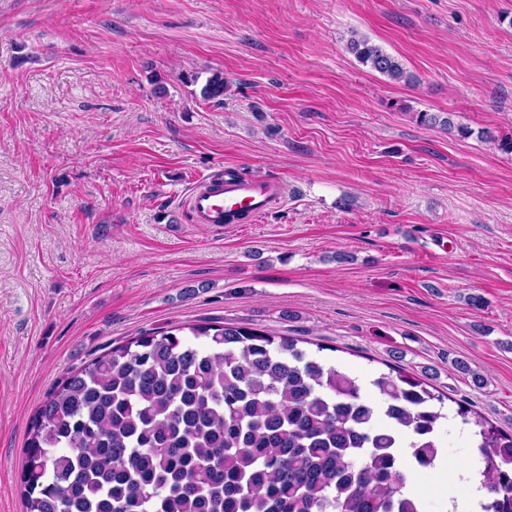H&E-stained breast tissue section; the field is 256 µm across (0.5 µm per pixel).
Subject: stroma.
Instances as JSON below:
<instances>
[{
  "instance_id": "1",
  "label": "stroma",
  "mask_w": 512,
  "mask_h": 512,
  "mask_svg": "<svg viewBox=\"0 0 512 512\" xmlns=\"http://www.w3.org/2000/svg\"><path fill=\"white\" fill-rule=\"evenodd\" d=\"M354 31L412 82L357 63ZM510 136L512 0H0V512L58 382L204 321L328 346L373 402L400 366L512 432ZM227 167L286 201L191 223L190 188ZM407 490L448 512L468 488Z\"/></svg>"
}]
</instances>
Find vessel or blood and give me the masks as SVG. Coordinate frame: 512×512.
<instances>
[{"mask_svg":"<svg viewBox=\"0 0 512 512\" xmlns=\"http://www.w3.org/2000/svg\"><path fill=\"white\" fill-rule=\"evenodd\" d=\"M285 197L284 182L251 179L228 169L220 176L198 180L188 205L193 223L219 227L254 222Z\"/></svg>","mask_w":512,"mask_h":512,"instance_id":"b4317fda","label":"vessel or blood"}]
</instances>
